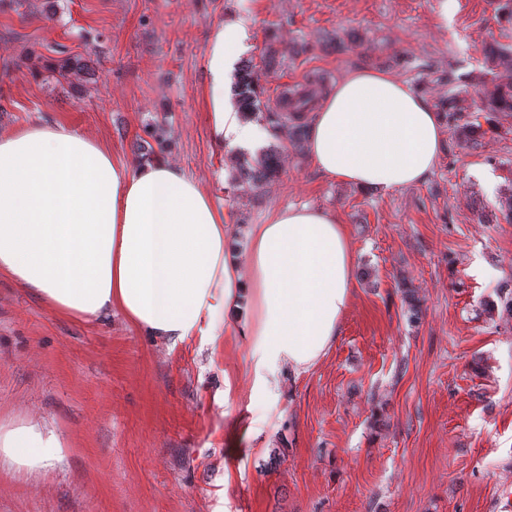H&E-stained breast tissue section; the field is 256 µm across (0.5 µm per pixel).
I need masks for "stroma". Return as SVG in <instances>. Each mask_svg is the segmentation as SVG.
I'll return each instance as SVG.
<instances>
[{"label": "stroma", "instance_id": "obj_1", "mask_svg": "<svg viewBox=\"0 0 512 512\" xmlns=\"http://www.w3.org/2000/svg\"><path fill=\"white\" fill-rule=\"evenodd\" d=\"M506 0H0V132L59 123L123 162L144 147L199 180L243 230L287 206L335 211L354 297L321 363L253 393L247 339L176 346L120 313L79 321L0 276V424L63 452L0 466V512H512V83ZM242 25L262 105L356 68L406 81L441 117L422 184L378 195L314 168L298 118L260 121L276 178L238 188L205 102L207 50ZM87 64L60 74L58 60ZM477 116L470 135L460 119ZM481 112H512V83L492 84L481 92Z\"/></svg>", "mask_w": 512, "mask_h": 512}]
</instances>
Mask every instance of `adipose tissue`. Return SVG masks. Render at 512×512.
<instances>
[{
  "mask_svg": "<svg viewBox=\"0 0 512 512\" xmlns=\"http://www.w3.org/2000/svg\"><path fill=\"white\" fill-rule=\"evenodd\" d=\"M243 33L212 35L207 69L215 133L256 144V124L224 98ZM306 150L326 178L385 194L422 184L443 143L437 112L377 69L347 73L309 117ZM224 213L175 162L127 164L99 139L52 123L0 132V276L77 320L122 312L175 346L233 331L249 337L255 389L314 369L353 300L354 251L334 211L289 207L252 225L235 250ZM62 445L25 422L0 428V465L45 467Z\"/></svg>",
  "mask_w": 512,
  "mask_h": 512,
  "instance_id": "obj_1",
  "label": "adipose tissue"
}]
</instances>
